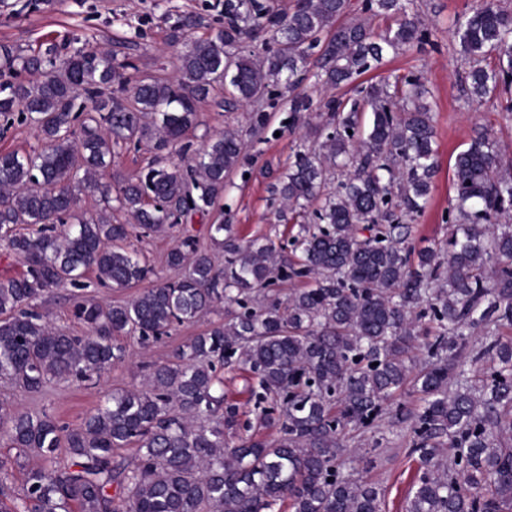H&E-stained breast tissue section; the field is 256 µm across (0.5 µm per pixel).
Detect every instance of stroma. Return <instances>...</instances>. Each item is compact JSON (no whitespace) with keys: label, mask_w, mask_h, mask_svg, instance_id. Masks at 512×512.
I'll return each mask as SVG.
<instances>
[{"label":"stroma","mask_w":512,"mask_h":512,"mask_svg":"<svg viewBox=\"0 0 512 512\" xmlns=\"http://www.w3.org/2000/svg\"><path fill=\"white\" fill-rule=\"evenodd\" d=\"M418 2L431 32L430 44L414 45L399 55L388 56L382 69L372 71L371 76L377 79L390 71L414 72L433 91L438 169L427 204L412 226V239L420 246L435 243L442 247L448 240L444 217L453 195L452 166L456 153L467 147L477 129L486 125L512 155V113L502 111L495 99L473 107L464 102L461 75L466 64L453 32L472 0ZM223 4L224 0H52L49 6L18 17L0 15V43L25 49L49 39H75L86 49H113L117 61L133 62L143 74L170 78L176 73L178 50L166 41L169 26L184 13H195L207 23H216ZM251 112L248 106L234 112L208 106L201 111L200 119L203 128L212 133L229 126L245 132L249 176L225 194V223L235 225L241 237L267 235L278 241L288 237L289 229L277 220L270 187L293 161L305 130L292 125L287 100H279L271 109V119L261 130H251ZM181 236L182 229L177 226L161 236L129 239L124 246L142 251L154 268L152 280L157 283L176 278V270L167 266L165 258ZM70 294L67 288L53 290L38 299L36 306L54 326L82 335L86 328L71 314ZM226 316V308L218 307L197 322L176 327L168 338L157 343L123 338L124 357L114 362L95 384L78 386L54 381L42 393L33 394L0 382V401L9 402L20 411H44L60 422L77 424L112 392L142 388L146 365L172 361L178 347L205 329L222 324ZM350 437V452L369 460L366 469L356 470V478L379 488L383 512H402L418 468L417 458L409 453L410 422L387 418L372 431H354Z\"/></svg>","instance_id":"obj_1"}]
</instances>
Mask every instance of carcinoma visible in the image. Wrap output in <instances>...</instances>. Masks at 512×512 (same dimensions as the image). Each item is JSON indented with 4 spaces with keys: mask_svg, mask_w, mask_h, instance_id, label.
Masks as SVG:
<instances>
[{
    "mask_svg": "<svg viewBox=\"0 0 512 512\" xmlns=\"http://www.w3.org/2000/svg\"><path fill=\"white\" fill-rule=\"evenodd\" d=\"M414 2L294 0L285 11L276 0H224L222 25L193 14L170 25L168 43L181 46L173 80L117 66L110 50L0 45V135L18 122L40 142L0 151V241L26 264L0 279V379L29 393L90 382L123 357L120 337L158 342L219 305L238 308L174 361L147 366L142 389L112 393L78 424L1 403L0 433L40 463L20 464L18 488L0 463V512H381L377 487L347 472L345 430L376 426L409 385L424 406L392 412L411 420L420 461L405 512H512V341L488 336L474 359L491 366L477 378L458 363L470 328L512 325V177L482 129L455 159L448 251L416 247L409 223L437 172L429 90L413 75L363 79L386 54L430 42ZM365 14L393 24L377 34ZM258 29L274 43L261 56L243 50ZM454 38L470 63L467 103L512 85V11L476 0ZM309 74L356 93L320 103L327 124L312 123V100L296 94ZM285 92L293 123L313 136L271 187L284 222L319 203L292 240L300 254L211 224L224 267L189 234L166 255L178 279L125 304L79 293L89 272L115 289L143 282L153 267L117 243L190 224L224 198L245 142L240 130L206 132L186 158L203 105L251 104L261 128L262 108ZM142 145L154 157L137 177L110 173ZM335 174L343 180L325 191ZM114 209L133 223L112 222ZM295 279L311 285L280 296ZM66 286L84 336L31 307ZM234 362L257 380L258 423L280 425L278 439L239 436V408L224 402L216 373ZM130 445L128 462L118 450Z\"/></svg>",
    "mask_w": 512,
    "mask_h": 512,
    "instance_id": "obj_1",
    "label": "carcinoma"
}]
</instances>
